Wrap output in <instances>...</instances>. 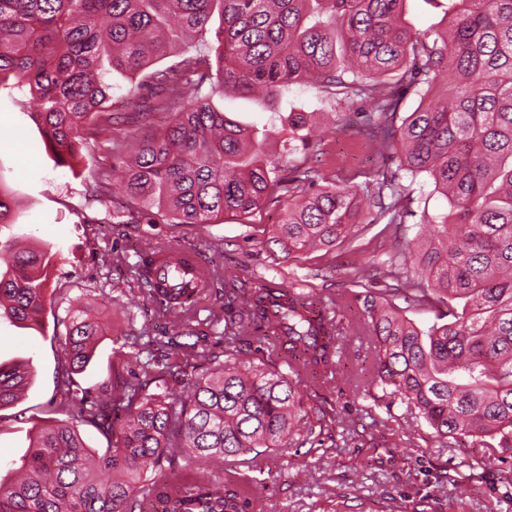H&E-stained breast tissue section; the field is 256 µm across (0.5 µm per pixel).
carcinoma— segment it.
Segmentation results:
<instances>
[{
    "label": "carcinoma",
    "instance_id": "1",
    "mask_svg": "<svg viewBox=\"0 0 512 512\" xmlns=\"http://www.w3.org/2000/svg\"><path fill=\"white\" fill-rule=\"evenodd\" d=\"M405 2L0 0V88L29 93L55 165L81 161L86 128L108 144L112 162L94 164L89 188L104 202L121 175L126 206L114 224H222L285 199L275 241L302 252L346 241L363 202L401 222L414 203L410 184L428 177L450 209L423 215L428 247L408 244L402 253L411 293L387 287L362 302L361 324L375 342L371 386L381 392L365 412L373 418L374 408L397 402L440 437L512 449V0H442V31L411 28ZM170 57L178 61L153 68ZM144 72L155 102L140 107V127L117 132L111 79L126 80L125 95L136 97ZM385 81L390 94L379 97ZM302 82L368 104L360 133L379 154L396 152V168L320 186L315 168L288 166L287 155L311 143V113L281 111ZM410 91L420 102L401 116ZM217 94L254 95L274 118L242 124L214 106ZM157 111L170 112L161 129ZM279 136L287 147L268 154ZM14 212L0 186V224ZM155 253L144 251L136 265L151 298ZM53 257L0 240V318L44 330ZM164 296L176 326L193 335L199 297L186 288ZM400 297L409 306L445 304L448 322L417 326ZM343 308L315 309L292 286L265 281L231 286L224 319L326 377L344 355ZM98 336L88 318L66 327L70 370L87 366ZM143 370L148 381L119 377L117 393L108 383L95 398L69 381L70 417L39 430L16 480L0 481V512H256L240 473L199 478L196 464L336 443L335 419L292 367L283 373L228 347L224 362L188 374L179 394L168 391V367ZM31 375L0 364V407ZM82 426L107 439L103 453L85 444ZM171 448L182 451L179 485L148 477Z\"/></svg>",
    "mask_w": 512,
    "mask_h": 512
}]
</instances>
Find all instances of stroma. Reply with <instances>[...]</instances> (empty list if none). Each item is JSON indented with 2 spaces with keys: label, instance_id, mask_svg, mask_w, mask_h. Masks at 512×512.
I'll use <instances>...</instances> for the list:
<instances>
[{
  "label": "stroma",
  "instance_id": "1",
  "mask_svg": "<svg viewBox=\"0 0 512 512\" xmlns=\"http://www.w3.org/2000/svg\"><path fill=\"white\" fill-rule=\"evenodd\" d=\"M284 109L317 115L320 135L310 149L290 155L298 164L314 154L321 177L343 181L370 175L380 160L364 137L347 126L341 96L304 86L291 87ZM28 94L0 91V184L18 202L15 221L0 226V237L23 239L56 251L46 295L44 331L0 321V363H26L32 382L14 405L0 409V480L9 481L10 464L25 455L39 428L58 411L64 374L63 339L56 336L73 300H81L102 328L86 370L76 377L98 392L111 377H131L152 358L174 371L196 374L224 359L223 325L208 327L195 347L177 336L175 317L142 290L133 273L145 246L181 245L196 250L217 273L201 310H224V283L249 286L262 280L292 282L314 296L364 291L372 270L419 233L421 213L446 210L432 183L416 182L412 216L380 227L361 212L343 244L309 253L286 254L272 240L284 203H266L249 218L226 217L221 224H115L92 198L90 170L56 166L49 158ZM344 365L331 378L303 377L302 383L339 419L346 441L335 448H283L250 463L258 478L261 512H512V451L474 447L437 437L424 422L393 406L384 428L360 435L347 429L368 402L374 349L371 336L352 330L343 336ZM484 462L482 474L466 485L446 480L447 472Z\"/></svg>",
  "mask_w": 512,
  "mask_h": 512
}]
</instances>
